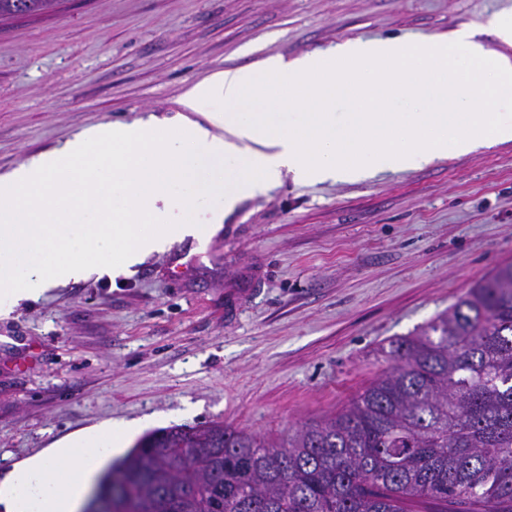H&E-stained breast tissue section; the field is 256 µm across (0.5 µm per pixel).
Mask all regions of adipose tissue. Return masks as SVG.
Instances as JSON below:
<instances>
[{"label":"adipose tissue","mask_w":512,"mask_h":512,"mask_svg":"<svg viewBox=\"0 0 512 512\" xmlns=\"http://www.w3.org/2000/svg\"><path fill=\"white\" fill-rule=\"evenodd\" d=\"M185 103L205 123L99 124L0 176V316L83 279L119 276L218 231L282 184L353 183L512 142V58L452 40L356 39L292 62L211 72ZM144 421L90 428L0 480V512H81Z\"/></svg>","instance_id":"ef3b65f1"}]
</instances>
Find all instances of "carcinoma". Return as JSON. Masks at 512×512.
I'll list each match as a JSON object with an SVG mask.
<instances>
[{
  "instance_id": "carcinoma-1",
  "label": "carcinoma",
  "mask_w": 512,
  "mask_h": 512,
  "mask_svg": "<svg viewBox=\"0 0 512 512\" xmlns=\"http://www.w3.org/2000/svg\"><path fill=\"white\" fill-rule=\"evenodd\" d=\"M385 357L279 444L219 421L147 434L99 512H512V265Z\"/></svg>"
}]
</instances>
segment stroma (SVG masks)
<instances>
[{
    "instance_id": "35a3bbf8",
    "label": "stroma",
    "mask_w": 512,
    "mask_h": 512,
    "mask_svg": "<svg viewBox=\"0 0 512 512\" xmlns=\"http://www.w3.org/2000/svg\"><path fill=\"white\" fill-rule=\"evenodd\" d=\"M512 0H60L0 22V175L83 129L183 116L217 69L362 39L448 37ZM512 264V143L242 200L219 231L0 319V479L109 420L287 437L344 408L383 351Z\"/></svg>"
}]
</instances>
